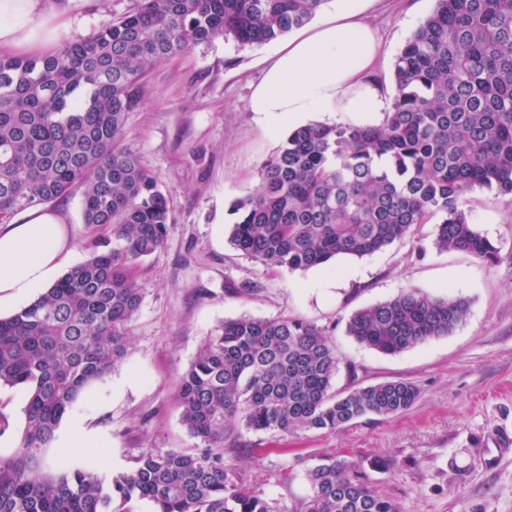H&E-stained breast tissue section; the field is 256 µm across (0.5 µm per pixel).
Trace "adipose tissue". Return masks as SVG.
I'll use <instances>...</instances> for the list:
<instances>
[{
    "mask_svg": "<svg viewBox=\"0 0 512 512\" xmlns=\"http://www.w3.org/2000/svg\"><path fill=\"white\" fill-rule=\"evenodd\" d=\"M70 27L51 0H0V55L52 50ZM380 49L352 0H340L334 13L279 47L248 109L271 127L289 130L310 112L376 121L392 106L370 76ZM71 254L61 217L43 207L27 209L18 221L0 227V311L51 286Z\"/></svg>",
    "mask_w": 512,
    "mask_h": 512,
    "instance_id": "adipose-tissue-1",
    "label": "adipose tissue"
}]
</instances>
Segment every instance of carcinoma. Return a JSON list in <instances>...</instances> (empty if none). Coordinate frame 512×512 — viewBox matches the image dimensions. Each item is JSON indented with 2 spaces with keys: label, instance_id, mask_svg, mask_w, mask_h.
<instances>
[{
  "label": "carcinoma",
  "instance_id": "1",
  "mask_svg": "<svg viewBox=\"0 0 512 512\" xmlns=\"http://www.w3.org/2000/svg\"><path fill=\"white\" fill-rule=\"evenodd\" d=\"M326 0H141L138 9L46 57H0V218L81 189L96 235L88 256L18 312L0 318V385L23 387L26 425L0 456V512H287L243 486L224 457L242 430L328 432L413 406L397 380L333 390L340 358L301 318L226 320L185 372L181 422L200 445L142 449L105 482L54 470L55 431L89 384L129 353L142 303L135 269L161 248L169 209L156 175L121 146L126 114L157 64L218 37L258 45L305 26ZM396 94L377 125L309 124L261 168L231 208L230 243L290 271L372 255L439 218L434 244L495 262L469 222L475 187L512 201V0H437L397 56ZM468 303L408 289L354 312L345 333L395 355L446 336ZM303 512H399L363 463L323 455L303 472Z\"/></svg>",
  "mask_w": 512,
  "mask_h": 512
}]
</instances>
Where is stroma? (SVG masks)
<instances>
[{
	"label": "stroma",
	"instance_id": "1",
	"mask_svg": "<svg viewBox=\"0 0 512 512\" xmlns=\"http://www.w3.org/2000/svg\"><path fill=\"white\" fill-rule=\"evenodd\" d=\"M56 3L74 21L63 38L68 44L134 12L139 0ZM356 6L383 44L372 77L395 95L396 58L436 0H356ZM278 46L274 40L242 47L220 37L149 70L126 116L123 144L159 180L169 204L168 236L136 272L143 301L127 357L79 394L56 431L64 445L50 448V460L108 479L130 470L141 449L195 447L177 395L207 336L243 316L303 318L325 327L336 346L335 390L407 380L420 396L397 416H369L335 432H243L224 454L245 486L299 512L306 492L301 474L311 459L345 453L389 460L388 469L370 477L400 512H512V447L499 442L512 431V203L485 188L465 198L471 224L500 250L495 262L438 250L431 223L373 255L342 256L306 271L269 267L234 249L231 206L253 192L263 163L284 140L248 109ZM51 208L62 217L73 263H80L91 236L80 190ZM245 284L250 293H242ZM331 284L335 299L318 300ZM412 288L466 299L465 320L451 334L396 355L346 335L352 313ZM27 398L24 388L0 387V455H9L8 441L22 435Z\"/></svg>",
	"mask_w": 512,
	"mask_h": 512
}]
</instances>
